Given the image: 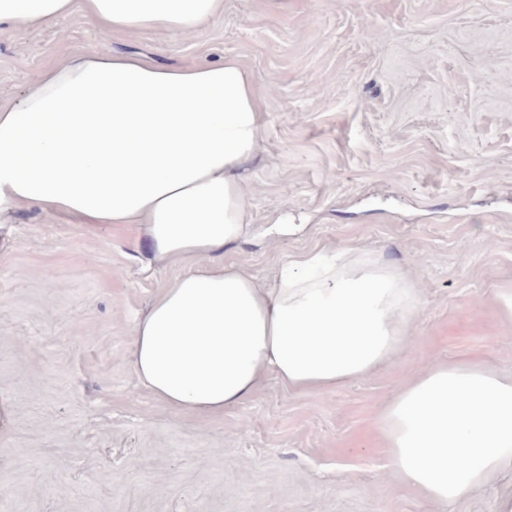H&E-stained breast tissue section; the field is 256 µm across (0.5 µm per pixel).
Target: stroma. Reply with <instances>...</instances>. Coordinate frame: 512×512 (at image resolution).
Listing matches in <instances>:
<instances>
[{
	"instance_id": "35a3bbf8",
	"label": "stroma",
	"mask_w": 512,
	"mask_h": 512,
	"mask_svg": "<svg viewBox=\"0 0 512 512\" xmlns=\"http://www.w3.org/2000/svg\"><path fill=\"white\" fill-rule=\"evenodd\" d=\"M178 68L235 58L258 92L248 234L224 260L273 283L320 248L402 267L414 346L330 392L267 376L221 414L174 413L131 365L136 317L186 262L131 224L37 209L0 224V512H497L512 466L440 506L399 481L373 424L434 362L512 368V0H224L189 38H106L74 14L0 34V103L88 50Z\"/></svg>"
}]
</instances>
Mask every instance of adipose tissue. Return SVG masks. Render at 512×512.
<instances>
[{
  "label": "adipose tissue",
  "instance_id": "adipose-tissue-1",
  "mask_svg": "<svg viewBox=\"0 0 512 512\" xmlns=\"http://www.w3.org/2000/svg\"><path fill=\"white\" fill-rule=\"evenodd\" d=\"M102 34L190 37L224 0H0V30L73 12ZM263 120L233 58L169 68L84 52L46 65L0 104V224L27 205L69 223L137 225L148 253L195 264L137 318L131 363L166 408L241 405L264 377L331 391L390 362L411 341L420 290L401 267L351 248L288 261L264 286L224 263L246 234L243 170ZM376 428L395 475L445 506L512 463V371L433 364L382 409Z\"/></svg>",
  "mask_w": 512,
  "mask_h": 512
}]
</instances>
